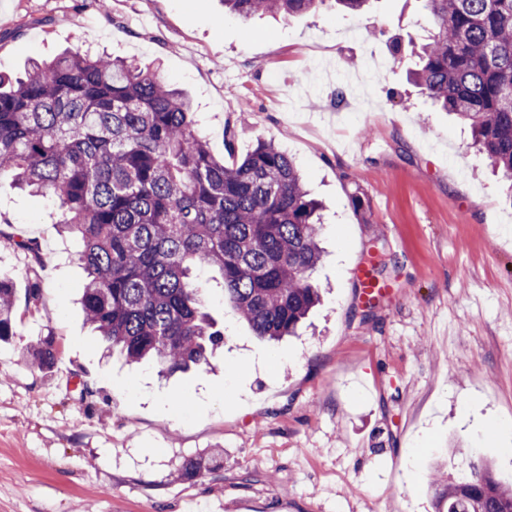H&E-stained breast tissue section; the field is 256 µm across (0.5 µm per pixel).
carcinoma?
<instances>
[{
    "mask_svg": "<svg viewBox=\"0 0 512 512\" xmlns=\"http://www.w3.org/2000/svg\"><path fill=\"white\" fill-rule=\"evenodd\" d=\"M325 0H224L240 18L294 16ZM431 19L415 82L468 122L472 145L512 183V0H428ZM224 129L216 157L191 102L156 70L79 44L0 77V181L51 198L82 242L86 322L126 362L171 375L209 364L224 332L206 311L196 271L224 280L234 313L279 340L320 303L319 203L294 161L257 138L235 154ZM0 277V342L15 333L16 296ZM55 363L47 336L23 353ZM435 512H512V485L473 467L431 483Z\"/></svg>",
    "mask_w": 512,
    "mask_h": 512,
    "instance_id": "1",
    "label": "carcinoma"
}]
</instances>
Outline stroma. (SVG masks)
Masks as SVG:
<instances>
[{
  "instance_id": "35a3bbf8",
  "label": "stroma",
  "mask_w": 512,
  "mask_h": 512,
  "mask_svg": "<svg viewBox=\"0 0 512 512\" xmlns=\"http://www.w3.org/2000/svg\"><path fill=\"white\" fill-rule=\"evenodd\" d=\"M428 32L425 0L248 20L222 0H0V75L77 44L160 65L216 157L230 124L238 155L261 137L296 160L325 248L320 304L277 342L204 272L226 341L162 379L106 355L86 323L81 246L55 204L0 185V273L18 297L0 342V512H434L435 467L488 462L512 482V197L411 83ZM21 231L41 263L15 246ZM378 241L394 289L364 322L352 272ZM47 335L58 356L40 371L22 352ZM199 457L209 473L182 478Z\"/></svg>"
}]
</instances>
